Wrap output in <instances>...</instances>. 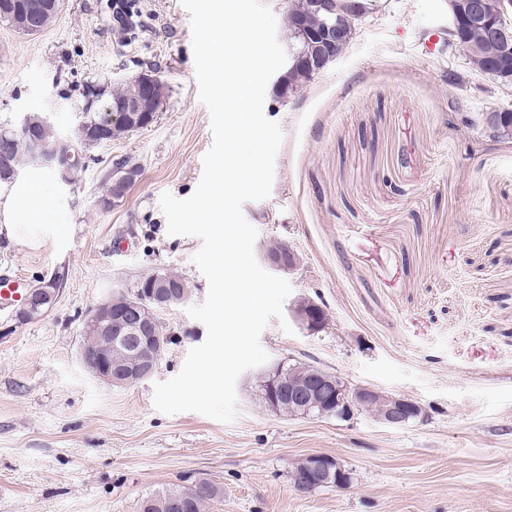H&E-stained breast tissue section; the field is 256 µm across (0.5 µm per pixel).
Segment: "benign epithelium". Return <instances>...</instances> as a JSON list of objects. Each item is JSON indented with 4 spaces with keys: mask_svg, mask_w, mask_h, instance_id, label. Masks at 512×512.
Returning a JSON list of instances; mask_svg holds the SVG:
<instances>
[{
    "mask_svg": "<svg viewBox=\"0 0 512 512\" xmlns=\"http://www.w3.org/2000/svg\"><path fill=\"white\" fill-rule=\"evenodd\" d=\"M302 6L306 13L318 18L320 29L311 34L312 48L293 54L289 65L292 71L304 70L314 77L344 54L363 16L341 9L337 0H302ZM58 8L59 0H42L38 5L22 0H0V13L8 16L17 30L27 34L39 30L40 11ZM462 19L476 28L484 39L501 43L508 51L512 49V0H448V24L457 25ZM159 82L161 76L154 71L133 78L136 96L125 102L114 101L104 108L91 144H105L111 124H151L155 115L145 119L141 115ZM19 132L29 137L34 161L53 172L70 163V157L48 142L29 136L28 120H22ZM262 260L269 269L285 273L299 263L298 255L285 242L279 250L265 252ZM58 294L56 279L43 280L28 289L20 308L40 319L50 311ZM123 297L125 306L116 319L112 317L110 298L92 311L87 322L97 329L98 345H84L80 351L81 364L93 378L119 388L133 386L155 373L167 342V337L159 335L157 311L171 309L181 302L178 292L156 273L143 277L138 288L123 293ZM321 310L323 307L311 300L307 307L295 305L292 317L300 327L315 331L323 326ZM261 384L265 385L267 406L277 413L286 412L290 417H334L348 421L372 409L378 420L393 428L427 417V411L408 397L353 385L322 369L295 378L269 371L262 377ZM295 470L300 478L293 489L301 496L323 488H344L353 480L352 472L338 458L325 453L305 456L298 460Z\"/></svg>",
    "mask_w": 512,
    "mask_h": 512,
    "instance_id": "obj_1",
    "label": "benign epithelium"
}]
</instances>
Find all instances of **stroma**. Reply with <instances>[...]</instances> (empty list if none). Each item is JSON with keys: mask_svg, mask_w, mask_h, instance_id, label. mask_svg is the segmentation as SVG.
Here are the masks:
<instances>
[{"mask_svg": "<svg viewBox=\"0 0 512 512\" xmlns=\"http://www.w3.org/2000/svg\"><path fill=\"white\" fill-rule=\"evenodd\" d=\"M137 3L145 28L132 44L107 0H63L34 36L0 21L2 127L44 111L71 138L85 85L149 70L167 84L156 121L91 149L76 184L20 173L21 184L44 179L51 221H0V270L27 288L60 284L44 318L0 310V512H140L147 496L201 478L222 490L207 512H512V142L473 123L512 110V86L471 75L444 47L427 53L421 37L447 29L446 0H374L346 52L300 93L284 104L265 93L283 141L270 196L243 206L254 253L288 242L300 263L285 275L286 306L312 299L327 314L314 334L271 320L259 338L268 362L409 397L427 420L280 415L255 368L237 380L233 422L169 416L153 386L205 341L187 309L208 282L192 262L200 240L169 235L159 199L193 194L212 135L189 13L180 0ZM120 158L139 175L101 209ZM166 270L192 292L159 313L171 341L153 377L113 388L90 376L79 353L91 310ZM317 452L352 470L350 487L293 490L296 462Z\"/></svg>", "mask_w": 512, "mask_h": 512, "instance_id": "obj_1", "label": "stroma"}]
</instances>
